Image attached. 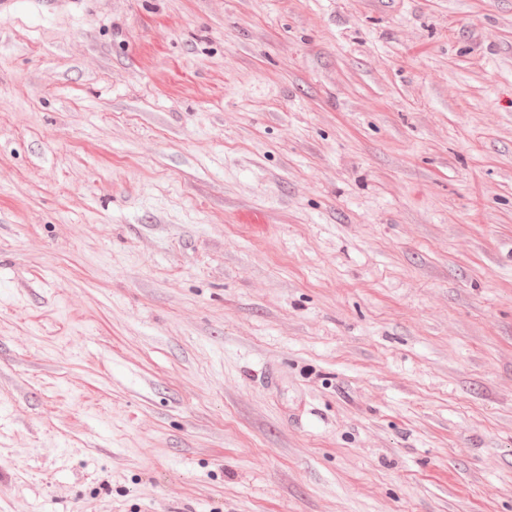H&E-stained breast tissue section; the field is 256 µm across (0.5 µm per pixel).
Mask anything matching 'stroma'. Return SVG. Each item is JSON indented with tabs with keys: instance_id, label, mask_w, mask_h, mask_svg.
<instances>
[{
	"instance_id": "stroma-1",
	"label": "stroma",
	"mask_w": 512,
	"mask_h": 512,
	"mask_svg": "<svg viewBox=\"0 0 512 512\" xmlns=\"http://www.w3.org/2000/svg\"><path fill=\"white\" fill-rule=\"evenodd\" d=\"M0 512H512V0L0 11Z\"/></svg>"
}]
</instances>
